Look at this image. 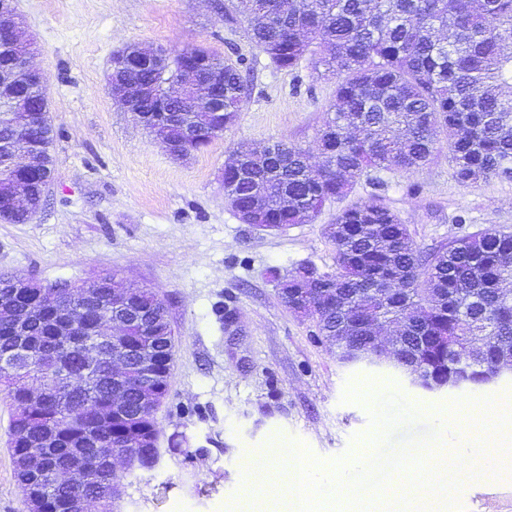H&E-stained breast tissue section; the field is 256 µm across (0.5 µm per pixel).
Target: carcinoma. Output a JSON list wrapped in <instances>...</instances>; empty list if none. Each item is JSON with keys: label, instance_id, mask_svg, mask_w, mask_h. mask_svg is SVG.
I'll return each mask as SVG.
<instances>
[{"label": "carcinoma", "instance_id": "carcinoma-1", "mask_svg": "<svg viewBox=\"0 0 512 512\" xmlns=\"http://www.w3.org/2000/svg\"><path fill=\"white\" fill-rule=\"evenodd\" d=\"M257 46L279 69H293L307 56L336 79L337 108L321 131L324 157L316 166L303 148L278 142L274 150L238 146L224 162V193L239 209L261 198L262 222L270 230L314 220L325 203L347 196L369 170L411 171L424 166L444 136L457 181L469 186L512 176V0H238ZM139 46L123 51L129 75L159 91L186 79L184 57H200L224 75V119L237 116L245 96L239 68L201 46L183 50L155 68L138 58ZM25 38L0 49V65L30 56ZM33 114L28 129L34 146L31 169L21 175L27 208L15 209L0 195V220L28 221L42 205L51 179L54 127L44 83L24 84L17 101L0 105V142L11 139L20 119ZM218 125L186 106L152 133L179 141L202 126ZM329 233L335 270L302 266L282 287L306 288L317 336L336 347L342 361L367 350L376 329L399 325L396 360L420 367L433 382L464 380L473 389L489 384L500 355L512 350V233L494 226L465 236L427 259L396 213L375 200L356 202L336 215ZM113 278L99 275L72 288L41 292L24 279L0 276V372L27 367L42 387L32 403L14 388L8 396L18 413L11 424L15 477L23 492L40 486L42 472L62 474L83 464L78 484H45L47 512H66L80 499L112 512L117 488L137 469L159 460L155 415L167 398L175 355V332L163 300L152 289L112 291ZM79 310L83 336L62 347L58 312ZM122 324L108 335L112 321ZM103 336L104 356L90 367L84 341ZM470 336H488L482 348ZM148 349L161 392H141L142 368L126 359L122 377L112 378V351ZM63 373L68 381L55 383ZM126 469L118 471L114 460Z\"/></svg>", "mask_w": 512, "mask_h": 512}]
</instances>
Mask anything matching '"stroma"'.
<instances>
[{
    "mask_svg": "<svg viewBox=\"0 0 512 512\" xmlns=\"http://www.w3.org/2000/svg\"><path fill=\"white\" fill-rule=\"evenodd\" d=\"M238 0H14L34 43L56 132L41 209L0 221V276L42 285L113 276L155 290L176 332L160 459L126 479L115 512H222L247 487L244 460L271 439L302 441L322 466L364 450L369 407L344 401L350 379L443 407L464 390L427 392L390 369L341 363L313 321L284 303L278 280L303 265L335 268L336 214L371 198L407 224L422 255L494 226L512 232V179L459 184L447 150L413 171L372 170L310 223L262 231L224 203L221 172L239 144L286 141L323 157L320 130L336 80L314 59L276 68L251 38ZM177 53L200 45L237 64L246 95L235 122L185 160L112 98L110 59L130 44ZM15 412L0 385V512H25L9 451ZM482 477L460 474L462 512H512V459Z\"/></svg>",
    "mask_w": 512,
    "mask_h": 512,
    "instance_id": "obj_1",
    "label": "stroma"
}]
</instances>
